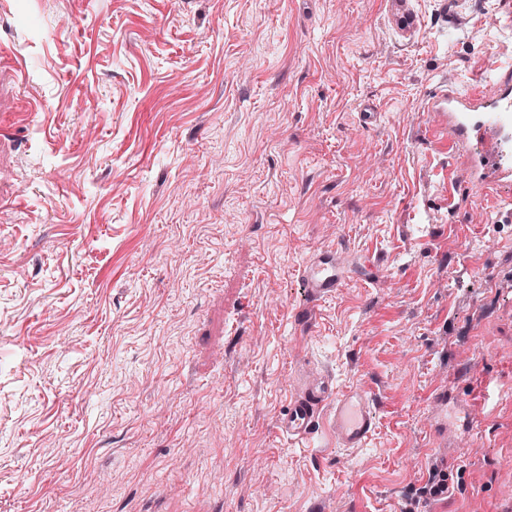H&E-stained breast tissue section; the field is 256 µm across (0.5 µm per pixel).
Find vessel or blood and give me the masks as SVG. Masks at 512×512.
Instances as JSON below:
<instances>
[{
	"label": "vessel or blood",
	"mask_w": 512,
	"mask_h": 512,
	"mask_svg": "<svg viewBox=\"0 0 512 512\" xmlns=\"http://www.w3.org/2000/svg\"><path fill=\"white\" fill-rule=\"evenodd\" d=\"M397 32L413 38L417 18L411 0H388ZM486 82L465 86L448 84L437 88L423 107L429 131L448 146L455 162L456 182L474 185L483 198L497 202L499 212L512 218V67L491 60ZM353 271L333 248L321 250L306 260L301 277L315 298L333 296ZM335 399L329 426L340 447H362L370 437L374 420L372 397L362 388L337 392L328 377L304 378L287 411L279 419L281 434L291 441L310 437L318 427L323 403Z\"/></svg>",
	"instance_id": "obj_1"
}]
</instances>
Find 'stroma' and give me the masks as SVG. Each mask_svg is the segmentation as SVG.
Here are the masks:
<instances>
[{
	"instance_id": "1",
	"label": "stroma",
	"mask_w": 512,
	"mask_h": 512,
	"mask_svg": "<svg viewBox=\"0 0 512 512\" xmlns=\"http://www.w3.org/2000/svg\"><path fill=\"white\" fill-rule=\"evenodd\" d=\"M414 4L406 43L386 0H0V512H409L440 384L429 512L512 501V224L422 112L512 0ZM333 246L378 269L317 302ZM311 372L363 447L281 436ZM353 269L347 267L335 248L323 249L306 260L301 269V277L315 298L333 296L341 288ZM434 407L438 414L437 421L433 429L434 448L448 447V418L439 412L440 406L447 401L448 404V387L436 388L434 390ZM448 473L437 466L430 469L428 479L423 486L417 489L418 497L415 504L427 503L430 499L448 496Z\"/></svg>"
}]
</instances>
